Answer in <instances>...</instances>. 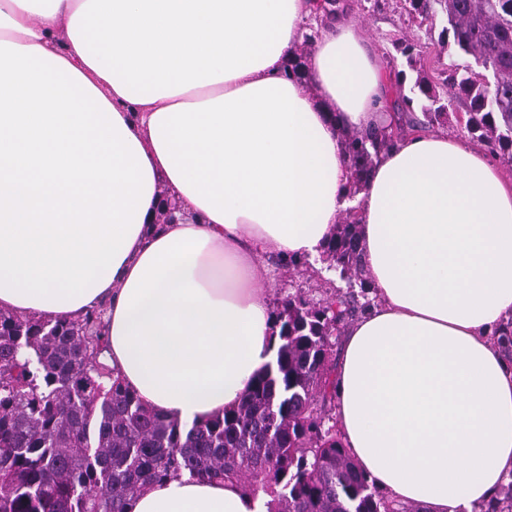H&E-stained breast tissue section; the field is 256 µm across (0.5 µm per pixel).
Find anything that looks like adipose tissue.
Listing matches in <instances>:
<instances>
[{
	"mask_svg": "<svg viewBox=\"0 0 512 512\" xmlns=\"http://www.w3.org/2000/svg\"><path fill=\"white\" fill-rule=\"evenodd\" d=\"M312 0H0V308L107 304V362L185 423L275 359L266 256L314 257L359 206L374 305L335 367L338 436L394 499L474 512L512 478V177L465 138L408 135L348 194L340 133L390 82L347 13L286 76ZM64 33L62 49L53 39ZM181 211L156 223L160 191ZM133 512H267L182 476Z\"/></svg>",
	"mask_w": 512,
	"mask_h": 512,
	"instance_id": "1",
	"label": "adipose tissue"
}]
</instances>
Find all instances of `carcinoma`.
<instances>
[{"mask_svg":"<svg viewBox=\"0 0 512 512\" xmlns=\"http://www.w3.org/2000/svg\"><path fill=\"white\" fill-rule=\"evenodd\" d=\"M413 18L440 19L443 46L470 61L440 94L424 75L423 47L396 41L417 72L408 111L380 130L341 131L348 190L365 186L405 129H426L453 112L461 130L512 165V0H404ZM287 73L304 76L308 42ZM360 212L348 210L327 243L328 269L350 285L288 294L273 327L275 365L260 369L239 407L191 425L147 408L101 361V317L29 318L0 309V512H132L149 485L187 475L237 479L272 497L270 512H408L379 494L336 432L333 338L370 306L359 256ZM480 512H512V481Z\"/></svg>","mask_w":512,"mask_h":512,"instance_id":"cac0c4a2","label":"carcinoma"}]
</instances>
